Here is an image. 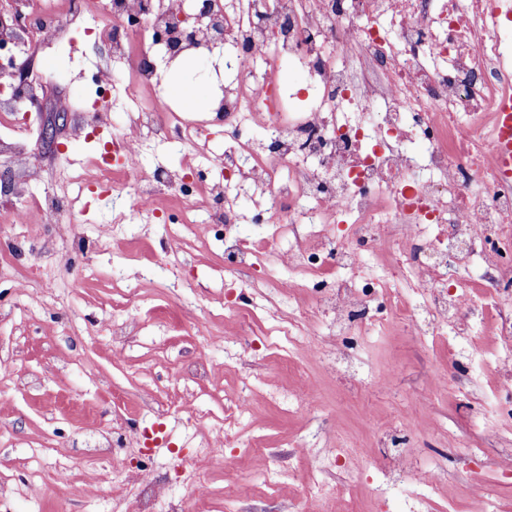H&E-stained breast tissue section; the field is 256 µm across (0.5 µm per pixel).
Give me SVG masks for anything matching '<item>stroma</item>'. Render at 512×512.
<instances>
[{
    "label": "stroma",
    "instance_id": "obj_1",
    "mask_svg": "<svg viewBox=\"0 0 512 512\" xmlns=\"http://www.w3.org/2000/svg\"><path fill=\"white\" fill-rule=\"evenodd\" d=\"M103 50L61 42L40 67L67 98L69 120L80 118L84 77L106 67ZM190 86L209 109L224 86V59H191L179 80L162 72L155 105L178 107L174 83ZM97 139L54 146L33 141L46 170L29 193L73 198L68 160L98 151L123 133L133 106L122 89L110 99ZM224 128L209 125L198 146L145 139V171L190 172L216 165ZM72 238L51 243L41 224L0 223V512H121L114 461L142 468L164 488L155 512L178 504L183 512H299L297 489L310 479L333 487L351 512H409L412 486L386 484L377 466L340 472L320 469L313 451L345 432L365 448L397 417L416 415L420 433L404 450L415 470L442 481L432 512H448L449 497L464 499L470 448H512V434L492 435L496 395L481 370L497 348L493 333L479 337L467 378L449 373L448 388L431 393L437 363L431 342L389 327L366 337L359 384L321 376L325 402L308 412L288 403L308 368L313 339L284 342L274 332L287 308L274 307L275 289L256 281L282 278V269L226 272L224 243L204 231H186L152 217L116 224L111 237L99 227L118 207L105 195L86 194ZM251 310L247 322L225 315L227 297ZM121 313V335L112 315ZM389 368L388 387L371 378ZM251 406L240 421L251 448L225 447L229 465H210L200 479L185 473L184 456H198L217 440L224 409ZM137 444H129V436Z\"/></svg>",
    "mask_w": 512,
    "mask_h": 512
}]
</instances>
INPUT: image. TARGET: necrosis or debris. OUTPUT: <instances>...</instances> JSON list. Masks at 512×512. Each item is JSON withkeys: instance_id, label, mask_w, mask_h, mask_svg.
<instances>
[{"instance_id": "necrosis-or-debris-1", "label": "necrosis or debris", "mask_w": 512, "mask_h": 512, "mask_svg": "<svg viewBox=\"0 0 512 512\" xmlns=\"http://www.w3.org/2000/svg\"><path fill=\"white\" fill-rule=\"evenodd\" d=\"M181 0H70L66 11L23 0V24L0 38V100L29 113L51 83L32 63L39 53L76 32L109 48L126 75L128 96L155 88L158 72L147 52L190 56L224 37L230 75L212 108L229 142L220 175L145 174L143 138L194 144L202 126L178 112L135 107L116 147L105 158L70 160L69 178L119 196L131 216L159 211V185L172 187L185 227L207 209L224 228V253L234 269L272 265L289 271L275 281L292 299L288 324L312 336L331 316V333L310 348L339 374L355 371L344 341L403 324L411 335L447 334L467 341L491 317L501 347L484 374L503 399L512 423V182L499 173L492 146L495 105L512 94V30L493 14L512 0H231L207 9L185 30L171 20ZM309 75L303 109L285 110L280 61ZM268 74L253 76L256 63ZM30 121L0 115V160L27 181L43 168L28 148ZM249 194L254 224L286 229L288 251L267 253L235 235L242 217L233 190ZM12 224L77 221L57 198L13 193ZM346 225L343 234L332 225ZM411 289L420 303L408 306Z\"/></svg>"}]
</instances>
